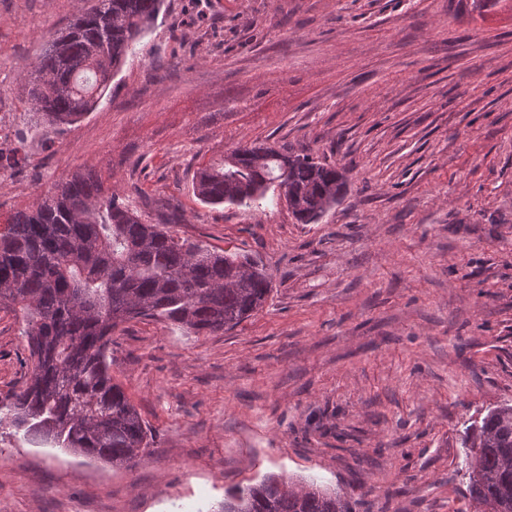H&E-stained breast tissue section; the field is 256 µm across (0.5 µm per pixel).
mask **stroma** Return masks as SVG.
<instances>
[{
  "label": "stroma",
  "instance_id": "35a3bbf8",
  "mask_svg": "<svg viewBox=\"0 0 512 512\" xmlns=\"http://www.w3.org/2000/svg\"><path fill=\"white\" fill-rule=\"evenodd\" d=\"M85 0H0V217L78 172L143 222L260 258L233 330L153 319L111 373L151 429L132 467L0 426V512H220L276 475L354 512H471L467 428L512 404V0H164L97 110L45 133L26 78ZM265 143L343 172L316 224L277 190L201 203L199 168ZM0 308V403L28 378Z\"/></svg>",
  "mask_w": 512,
  "mask_h": 512
}]
</instances>
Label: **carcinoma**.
Segmentation results:
<instances>
[{"instance_id": "carcinoma-1", "label": "carcinoma", "mask_w": 512, "mask_h": 512, "mask_svg": "<svg viewBox=\"0 0 512 512\" xmlns=\"http://www.w3.org/2000/svg\"><path fill=\"white\" fill-rule=\"evenodd\" d=\"M162 0H92L55 33L28 81L32 108L53 128L97 109L122 60L158 16ZM236 162L199 169L207 204L249 206L277 181L288 208L315 224L342 195L336 169L271 146H240ZM215 251L144 224L96 174H75L0 231V305L24 325L28 382L0 406V425L30 444L66 448L129 467L149 428L110 373L112 331L134 319L197 334L230 330L266 303L261 261ZM468 496L482 512H512V405L489 412L471 435ZM222 512H353L336 493L269 476L224 501Z\"/></svg>"}]
</instances>
